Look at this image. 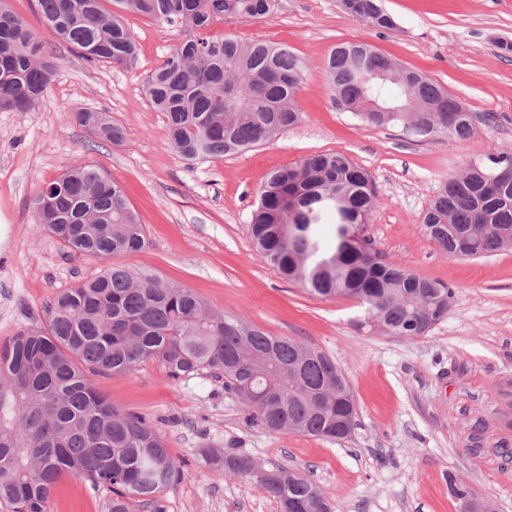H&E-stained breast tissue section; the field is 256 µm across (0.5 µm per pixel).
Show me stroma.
I'll return each mask as SVG.
<instances>
[{
	"label": "stroma",
	"mask_w": 512,
	"mask_h": 512,
	"mask_svg": "<svg viewBox=\"0 0 512 512\" xmlns=\"http://www.w3.org/2000/svg\"><path fill=\"white\" fill-rule=\"evenodd\" d=\"M395 20L378 29L337 0H278L256 20L214 22L233 34L287 45L307 64L297 92L303 121L274 141L200 164L165 144L166 118L143 92L146 76L183 35L139 14L126 17L139 54L122 66L90 63L47 42L58 71L35 109L0 112V342L29 325L62 289L107 266L71 256L34 221L32 195L78 163L120 183L147 245L120 262L188 288L215 310L269 335L309 343L331 357L355 396L357 427L330 442L249 424L222 380H170L156 361L95 380L112 404L161 430L184 474L159 498L161 512H280L249 479L204 466L205 446L237 448L263 467L297 471L320 487L332 512H461L451 480L512 512V252L453 259L431 242L421 217L441 183L467 163L512 153V0H382ZM371 44L437 81L475 115L465 146L440 135L421 140L402 128L361 124L333 104L325 60L342 42ZM108 113L127 137L95 142L73 120L80 109ZM341 152L369 170L378 191L367 233L388 260L451 284L447 316L423 336L359 328L354 299H320L283 281L256 254L249 221L273 169ZM111 495L64 477L49 512H109Z\"/></svg>",
	"instance_id": "35a3bbf8"
}]
</instances>
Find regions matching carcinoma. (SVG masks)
Masks as SVG:
<instances>
[{
	"mask_svg": "<svg viewBox=\"0 0 512 512\" xmlns=\"http://www.w3.org/2000/svg\"><path fill=\"white\" fill-rule=\"evenodd\" d=\"M341 8L381 29L395 27L380 0H340ZM276 0H38L49 34L89 62L123 65L137 43L124 14L182 29L148 75L145 93L166 117V143L190 160L232 156L297 126L296 93L305 60L265 39L212 36L224 17L258 20ZM57 72L38 35L0 5V111L28 112ZM325 72L332 101L370 126H399L463 145L474 116L433 79L392 62L373 46L334 47ZM73 119L100 141L120 144L123 126L103 112ZM512 166V154L488 156L446 179L424 213L426 236L453 258L512 250V183L487 177ZM32 199L36 223L70 254L117 257L146 246L142 224L122 186L95 165L78 164ZM376 204L370 173L342 153H322L271 171L258 189L249 232L263 261L309 295L348 297L390 336L419 337L446 315L453 289L388 261L366 234ZM149 360L172 380L204 373L224 380L247 421L270 432L336 440L356 427L346 377L320 349L269 336L216 312L187 288L111 264L57 294L39 326L0 344V499L14 512H47L59 481L73 475L112 492L111 512L154 505L183 475L160 430L113 405L94 378L129 373ZM216 473L255 480L283 512H325L310 480L261 471L236 448H204Z\"/></svg>",
	"mask_w": 512,
	"mask_h": 512,
	"instance_id": "obj_1",
	"label": "carcinoma"
}]
</instances>
